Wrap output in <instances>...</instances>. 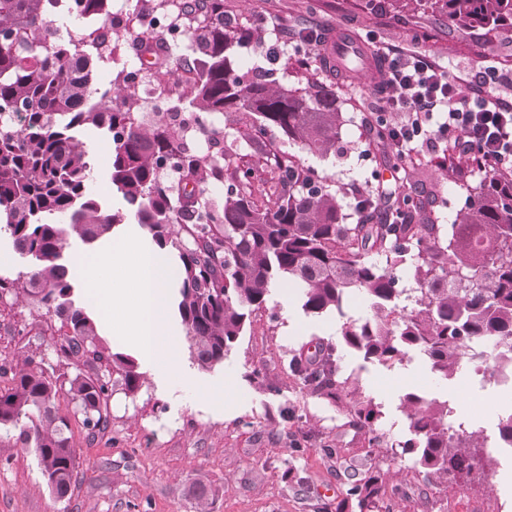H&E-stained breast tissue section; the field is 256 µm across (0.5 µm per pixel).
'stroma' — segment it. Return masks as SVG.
Segmentation results:
<instances>
[{
	"instance_id": "1",
	"label": "stroma",
	"mask_w": 512,
	"mask_h": 512,
	"mask_svg": "<svg viewBox=\"0 0 512 512\" xmlns=\"http://www.w3.org/2000/svg\"><path fill=\"white\" fill-rule=\"evenodd\" d=\"M224 14L255 31L253 42L238 48V64L271 69L273 80L288 89L304 87L305 73L294 65L268 63L264 41L274 35L289 49L304 28L314 27L333 45L349 39L362 43L368 54L372 48L364 40L370 34L379 44L401 46L460 74L489 61L506 76L500 94L512 98V53L503 40L474 53L467 38L449 37L446 19L422 16L410 5L372 15L360 10L359 0H224ZM374 72L368 62L336 64L333 85L344 101L345 123L334 154H309L273 132L269 142L314 169L343 207H350L354 186L363 192L381 186L400 196L422 190L439 198V223H453L466 194L447 171L430 160L392 170L370 147L362 117L378 106ZM341 324L334 314L305 313L297 295L276 287L252 312L222 364L205 370L189 349L181 351L195 376L231 379L234 393L224 405L190 392L165 394L160 378L145 367L135 396L112 391L108 425L92 434L69 398L59 396L56 406L69 418L79 460L70 493L55 499L34 450L5 442L0 444V512H317L321 503L343 501L354 480L374 471L385 489L406 487L408 496L397 501V512H424L434 498L454 500L463 512H512V461L495 449L487 451L493 460L488 474L439 487L418 474L411 457L390 458L370 447L367 431L352 425L343 406L299 384L288 368L290 358L338 342ZM63 332L61 320L31 300H1L0 387L10 385L25 358L61 381L105 374L106 363L91 357L59 358ZM339 355L351 389L380 404L382 438L405 437L401 399L409 392L466 411L468 421L489 435L495 434L499 416L512 412V394H500L490 382L479 385L465 370L438 379L418 353L393 364L364 360L346 348ZM325 446L336 448V455H322Z\"/></svg>"
}]
</instances>
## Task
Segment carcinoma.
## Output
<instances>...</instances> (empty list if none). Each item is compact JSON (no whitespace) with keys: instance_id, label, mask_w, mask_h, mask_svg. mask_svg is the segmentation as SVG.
Returning <instances> with one entry per match:
<instances>
[{"instance_id":"1","label":"carcinoma","mask_w":512,"mask_h":512,"mask_svg":"<svg viewBox=\"0 0 512 512\" xmlns=\"http://www.w3.org/2000/svg\"><path fill=\"white\" fill-rule=\"evenodd\" d=\"M56 0H0V115L14 112L20 124L0 126V233L16 252L33 260L16 276L0 275V293L24 295L62 316L67 331L59 351L90 353L112 364L115 380L77 375L69 388L25 362L13 384L0 388V441L35 451L51 493L66 497L78 461L68 418L56 408L64 391L91 431L107 425L109 386L134 395L142 385L135 359L112 353L98 337L85 308L71 300L74 283L61 263L65 237L93 243L125 218L141 225L161 249H173L179 265L176 312L194 361L203 369L224 362L250 313L266 303L278 282L301 291L308 314L344 315L350 292H363L370 313L342 323L344 347L381 363L421 352L431 370L446 379L471 361L475 342L489 343L494 363L512 367V178L486 176L461 185L474 200L455 223H437L438 199L418 192L397 202L381 191L354 205L348 221L336 194L293 155L269 148L279 132L308 153L336 152L343 122L336 91L324 79L303 89L275 90L266 72L241 70L235 48L246 27L224 16V0H161L182 16L177 35L137 24L132 35L148 43L141 56L146 73L169 74L168 63L186 74L176 86L183 107L145 127L138 121L140 97L132 73L116 53L101 55L86 32L77 41L55 36ZM422 14L448 19V33L477 41L512 34V0H416ZM84 14L108 17V0H73ZM183 43L172 60L155 47ZM116 69L113 84L125 91L110 102L94 100L92 62ZM191 115L224 144L200 154L184 135L180 113ZM238 113L242 134L216 128L214 113ZM93 128L109 137L112 188L127 211L109 212L90 187L91 168L76 133ZM249 148L241 153V145ZM263 172L261 196L254 195ZM224 185V207L206 196L208 183ZM411 266L415 287H399L397 271ZM410 305L398 307L401 295ZM301 384L326 399H349L348 415L370 432L383 418L372 400L355 398L342 377L338 347L313 358L292 356ZM404 405L413 438L387 449L390 457L415 454L427 476L457 477L487 466L482 430L466 434L448 421V402L410 393ZM406 491L382 493L380 475L354 481L347 490L353 512H392Z\"/></svg>"}]
</instances>
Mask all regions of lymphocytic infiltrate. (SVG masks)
<instances>
[{"label": "lymphocytic infiltrate", "instance_id": "lymphocytic-infiltrate-1", "mask_svg": "<svg viewBox=\"0 0 512 512\" xmlns=\"http://www.w3.org/2000/svg\"><path fill=\"white\" fill-rule=\"evenodd\" d=\"M378 58L384 95L370 122L385 127L400 159L448 154L461 171L512 176V102L498 95L497 67L462 76L396 46Z\"/></svg>", "mask_w": 512, "mask_h": 512}]
</instances>
